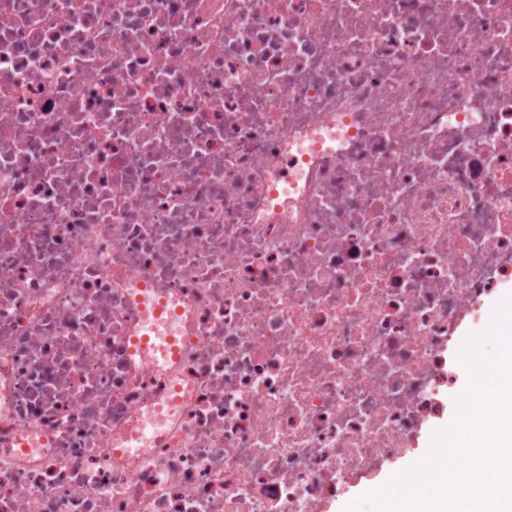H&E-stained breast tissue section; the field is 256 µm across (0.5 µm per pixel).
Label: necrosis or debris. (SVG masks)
Listing matches in <instances>:
<instances>
[{
	"label": "necrosis or debris",
	"instance_id": "1",
	"mask_svg": "<svg viewBox=\"0 0 512 512\" xmlns=\"http://www.w3.org/2000/svg\"><path fill=\"white\" fill-rule=\"evenodd\" d=\"M510 281L512 0H0V512H328Z\"/></svg>",
	"mask_w": 512,
	"mask_h": 512
}]
</instances>
